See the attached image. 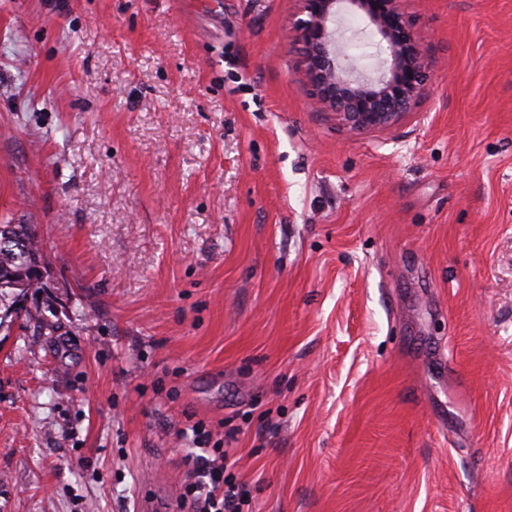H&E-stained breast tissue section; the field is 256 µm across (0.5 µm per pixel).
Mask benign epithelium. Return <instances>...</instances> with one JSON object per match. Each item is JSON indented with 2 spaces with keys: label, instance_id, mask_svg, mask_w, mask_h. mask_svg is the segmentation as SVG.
Segmentation results:
<instances>
[{
  "label": "benign epithelium",
  "instance_id": "benign-epithelium-1",
  "mask_svg": "<svg viewBox=\"0 0 512 512\" xmlns=\"http://www.w3.org/2000/svg\"><path fill=\"white\" fill-rule=\"evenodd\" d=\"M303 17L291 30L301 45L313 105L336 113L350 130L394 125L412 111L428 89L432 63L402 9V0H301ZM363 14L386 44L389 59L375 76L359 71L342 55V13Z\"/></svg>",
  "mask_w": 512,
  "mask_h": 512
}]
</instances>
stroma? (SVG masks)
<instances>
[{"label": "stroma", "instance_id": "stroma-1", "mask_svg": "<svg viewBox=\"0 0 512 512\" xmlns=\"http://www.w3.org/2000/svg\"><path fill=\"white\" fill-rule=\"evenodd\" d=\"M402 6L434 80L357 133L299 0H0V512H190L195 424L251 512H512V0ZM34 224H0V311L10 310L17 296L43 288L31 268L30 253L43 254Z\"/></svg>", "mask_w": 512, "mask_h": 512}]
</instances>
